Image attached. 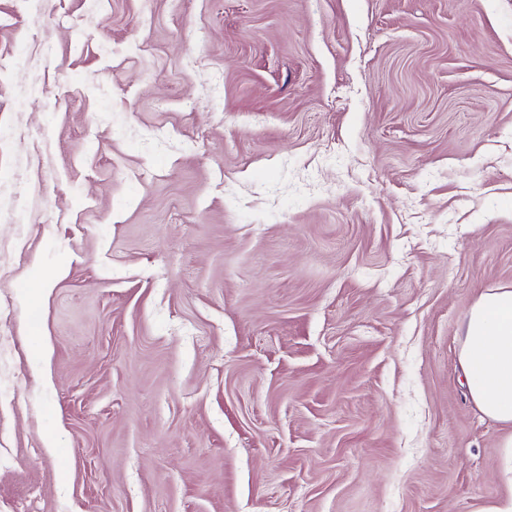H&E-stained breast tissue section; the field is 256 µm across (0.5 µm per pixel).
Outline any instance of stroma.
Returning <instances> with one entry per match:
<instances>
[{
    "label": "stroma",
    "instance_id": "stroma-1",
    "mask_svg": "<svg viewBox=\"0 0 512 512\" xmlns=\"http://www.w3.org/2000/svg\"><path fill=\"white\" fill-rule=\"evenodd\" d=\"M50 3L0 0V512L511 497L459 336L512 288V0Z\"/></svg>",
    "mask_w": 512,
    "mask_h": 512
}]
</instances>
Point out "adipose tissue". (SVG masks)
I'll use <instances>...</instances> for the list:
<instances>
[{"mask_svg":"<svg viewBox=\"0 0 512 512\" xmlns=\"http://www.w3.org/2000/svg\"><path fill=\"white\" fill-rule=\"evenodd\" d=\"M459 358L481 413L512 426L511 288H489L479 296L464 321Z\"/></svg>","mask_w":512,"mask_h":512,"instance_id":"1","label":"adipose tissue"}]
</instances>
